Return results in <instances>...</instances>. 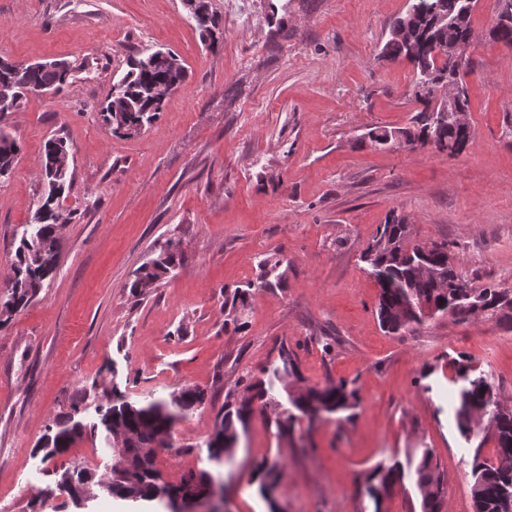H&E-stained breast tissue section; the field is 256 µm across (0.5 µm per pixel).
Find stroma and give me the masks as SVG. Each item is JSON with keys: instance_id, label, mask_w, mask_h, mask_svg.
I'll list each match as a JSON object with an SVG mask.
<instances>
[{"instance_id": "1", "label": "stroma", "mask_w": 512, "mask_h": 512, "mask_svg": "<svg viewBox=\"0 0 512 512\" xmlns=\"http://www.w3.org/2000/svg\"><path fill=\"white\" fill-rule=\"evenodd\" d=\"M222 19L208 48L182 0H0V58L66 60L76 71L55 95L30 96L8 117L21 151L0 182V268L9 267L37 207L44 144L70 149L54 279L0 330V512H137L107 494L77 510L55 475L95 477L114 463L104 432L43 460L34 450L79 403L86 417L112 388L131 401L204 389L203 407L159 455L165 482L208 467L206 440L229 387L259 374L281 345L305 384L356 382L352 420L296 422L282 438L255 414L221 488L227 512H269L255 462L283 466L281 512H411L410 459L431 449L453 512H473L474 445L457 431L455 393L441 367L465 353L512 401V329L437 318L385 333L379 288L360 253L389 214L423 242L448 240L475 285L512 288V49L486 36L495 0H478L474 69L466 82L475 143L457 157L425 147L374 149L367 128L406 127L413 69L381 59L408 0H210ZM176 53L188 72L140 135L112 134L99 110L143 47ZM172 239L181 263L145 297L135 270ZM279 252L283 281L257 289ZM250 287L245 327L224 328V293ZM404 464L381 505L361 491L366 470Z\"/></svg>"}]
</instances>
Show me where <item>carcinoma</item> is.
I'll return each instance as SVG.
<instances>
[{
  "label": "carcinoma",
  "instance_id": "carcinoma-1",
  "mask_svg": "<svg viewBox=\"0 0 512 512\" xmlns=\"http://www.w3.org/2000/svg\"><path fill=\"white\" fill-rule=\"evenodd\" d=\"M201 36L213 46L220 18L210 0H185ZM498 22L488 38L512 48V0H496ZM470 0H413V10L406 11L392 25L381 56L388 61H407L413 66L412 100L419 105L409 128L373 127L362 135V142L387 148V139L399 137L404 146L415 149L433 141L437 145L451 143L460 151L474 142L470 122L457 123L446 113L436 110V97L450 86L459 89L456 110L469 111L466 82L472 61L459 64L448 50L455 46L471 47L474 41ZM73 68L67 62L62 68L30 64L22 69L0 60V111H19L30 95L41 89L59 92L69 82ZM187 78L186 67L172 57H161V49L146 47L132 57L128 71L112 84L107 103L100 115L112 134L127 136L122 127L141 134L162 111L164 99L158 93L161 85H182ZM20 151L18 140L0 127V179L10 177ZM69 149L61 138H51L44 145L41 177L42 196L32 215L31 232H23L15 249L10 293L0 301V330L9 326L13 315L26 307L56 275L60 250L59 229L69 222L60 207V199L69 188L72 174L66 155ZM424 251V244L414 240L406 218L391 215L380 225L372 240L361 252L360 259L379 287L376 309L380 326L389 333H399L424 325L420 305L428 303L431 318L448 316L458 324L477 317L512 325V288L489 284L482 288L450 257L448 241H434ZM181 261L179 249L171 240L159 246L156 258L143 263L134 272L130 283L132 295L145 296L158 287ZM249 290L236 288L224 293L227 319L224 328L239 331L237 305H245ZM280 364L267 377L246 375L238 379L225 397L224 411L214 422L207 438L208 459L215 464L232 454L239 435L246 432L257 411L264 412L273 404L274 381L283 383L289 404L295 412L276 416L274 423L281 437L292 433L298 415L307 416L318 410L349 420L360 405L355 382L339 380L322 387L301 385L302 377L297 354L290 348L279 350ZM448 371V382L458 386L455 408L456 427L461 436L471 439L474 430L482 437L473 448L471 461V498L473 512H512V494H505L512 485V410L502 405L500 389L489 380L481 365L466 355L458 354L441 366ZM206 401L204 391L182 386L166 398L132 402L117 387H112V401L98 411V420L88 421L78 404L54 420L51 432L35 447L44 459H52L68 450L88 433L117 429L124 436L126 465L124 475L110 474L96 484L110 490L111 495L132 503L164 506V499L209 497L216 485L223 484L221 474L200 469L185 474L179 483L163 481L157 457L143 451L154 446L160 436L171 432L174 424L201 408ZM494 443V457L483 455L484 445ZM283 466L277 460L263 459L256 463L255 474L260 492L266 494L269 483L280 480ZM416 488L420 512H441L447 485L445 476L434 462L430 449L422 450L415 466ZM402 477L400 464H378L364 475V489L374 501V512H381V503ZM91 475L84 470H64L58 474L57 485L77 500Z\"/></svg>",
  "mask_w": 512,
  "mask_h": 512
}]
</instances>
